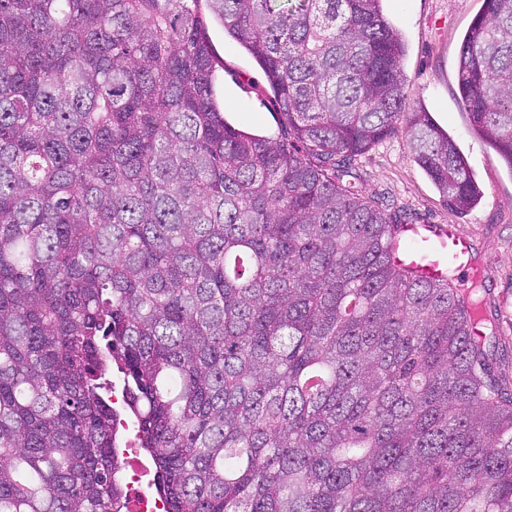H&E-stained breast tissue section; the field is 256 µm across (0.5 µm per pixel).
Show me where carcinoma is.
Masks as SVG:
<instances>
[{"instance_id":"cac0c4a2","label":"carcinoma","mask_w":512,"mask_h":512,"mask_svg":"<svg viewBox=\"0 0 512 512\" xmlns=\"http://www.w3.org/2000/svg\"><path fill=\"white\" fill-rule=\"evenodd\" d=\"M202 1L281 137L224 118ZM382 2L0 0V512H122L114 368L166 512H512L481 289L398 264L405 217L336 180L404 124L481 197ZM458 85L512 170V0Z\"/></svg>"}]
</instances>
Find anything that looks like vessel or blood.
<instances>
[{
	"label": "vessel or blood",
	"instance_id": "1",
	"mask_svg": "<svg viewBox=\"0 0 512 512\" xmlns=\"http://www.w3.org/2000/svg\"><path fill=\"white\" fill-rule=\"evenodd\" d=\"M402 236L399 259L423 278L436 280L447 276L449 270L472 267L470 244L454 225L408 224Z\"/></svg>",
	"mask_w": 512,
	"mask_h": 512
}]
</instances>
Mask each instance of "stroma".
I'll return each instance as SVG.
<instances>
[{"mask_svg":"<svg viewBox=\"0 0 512 512\" xmlns=\"http://www.w3.org/2000/svg\"><path fill=\"white\" fill-rule=\"evenodd\" d=\"M388 22L401 34L406 54L408 104L430 112L448 130L482 191L480 203L462 213L449 207L414 161L406 130H399L352 158L344 183L363 195L408 208L413 223L452 224L471 243L474 273H454L457 287L481 279L485 315L498 336L497 364L512 373V171L471 126L458 102V58L465 33L483 0H383ZM207 37L219 61L215 90L236 126L274 136L281 120L272 91L255 59L208 21Z\"/></svg>","mask_w":512,"mask_h":512,"instance_id":"35a3bbf8","label":"stroma"}]
</instances>
